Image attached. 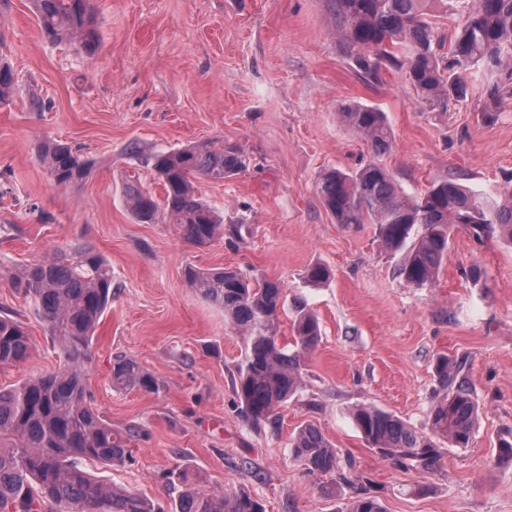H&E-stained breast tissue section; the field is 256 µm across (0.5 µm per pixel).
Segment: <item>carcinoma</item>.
Listing matches in <instances>:
<instances>
[{
	"label": "carcinoma",
	"instance_id": "cac0c4a2",
	"mask_svg": "<svg viewBox=\"0 0 512 512\" xmlns=\"http://www.w3.org/2000/svg\"><path fill=\"white\" fill-rule=\"evenodd\" d=\"M336 33L354 54L366 77L378 80L391 66L406 76L422 105L448 111V95L463 96L461 74L486 86L485 120L512 98V0H472L451 37L435 33L427 19L430 4L448 0H331ZM43 37L76 41L87 55L96 53L99 37L90 0H33ZM14 69L0 56V105L13 98ZM342 122L361 137L376 156L391 148L392 130L385 113L356 101L341 106ZM37 154L55 183L70 186L85 179L91 162L71 147L50 141ZM130 155L150 168L163 198L131 178L124 190L132 216L142 224H171L196 245L224 238L221 216L199 193L196 180H222L247 169L248 157L236 146L205 144L166 152ZM324 207L338 224H375L384 248L402 253L398 277L408 286H432L448 256L451 232L469 229L481 240L497 231L512 243V190L477 193L450 179H437L411 195L395 174L377 159L351 171L329 168L316 180ZM420 227L413 244H408ZM188 285L224 308V316L242 338L245 353L237 367L236 395L244 418L276 429L279 409L300 390L309 354L320 340L311 312L299 311L293 322L294 344L279 340L285 288L278 281L251 280L233 268L183 270ZM10 284L46 325L58 348L59 367L0 386V512H264L245 491L200 493L187 487L185 473H170L184 485L169 506L119 490L86 469L88 463L112 464L126 456L129 436L112 431L92 407L87 388L92 339L112 304V270L90 245L72 255L25 265ZM31 342L19 319L0 316V369L25 363ZM467 362L442 356L435 372L443 397L431 407L430 432L423 433L399 417L359 406L353 420L362 437L394 468L420 475L433 473L443 457L440 442L465 448L479 420V405L466 380ZM112 380L147 393L159 391L155 377L133 359L113 361ZM291 454L305 473L329 478L325 495L345 485L352 493L348 512H385L374 490L353 465L342 467L339 451L313 425L305 424L291 440Z\"/></svg>",
	"mask_w": 512,
	"mask_h": 512
}]
</instances>
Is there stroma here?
Wrapping results in <instances>:
<instances>
[{"mask_svg": "<svg viewBox=\"0 0 512 512\" xmlns=\"http://www.w3.org/2000/svg\"><path fill=\"white\" fill-rule=\"evenodd\" d=\"M90 2L100 38L91 58L47 41L33 0H0V37L20 85L0 106L9 187L0 196V315L18 316L33 347L26 363L0 370V385L57 364L10 275L88 243L112 268L88 389L113 429L136 433L125 462L93 466L95 475L167 502L177 469L204 492L245 490L266 512H347L349 492L322 497L291 455V434L310 423L371 480L387 512H512V464L496 460L497 439L512 428V245L456 228L438 281L409 287L375 225L336 223L316 190L324 169L376 158L340 121L347 101L385 112L393 142L379 158L406 192L443 178L512 189V100L489 123L479 88L432 112L403 73L384 69L366 81L336 34L331 0ZM31 92L45 111L28 109ZM45 139L78 149L89 177L57 186L36 154ZM210 141L249 159L231 178L199 183L238 239L197 246L172 225L137 223L124 183L134 174L144 186L155 182L129 146L148 153ZM189 264L281 281V342L291 341L298 310L317 315L321 340L301 391L279 411L278 431L243 418L234 389L242 341L223 309L187 284ZM316 264L331 275L312 285L306 274ZM441 354L467 357L480 423L469 447L447 448L434 473H404L370 449L350 412L372 405L428 432ZM119 355L137 360L159 392L114 386Z\"/></svg>", "mask_w": 512, "mask_h": 512, "instance_id": "stroma-1", "label": "stroma"}]
</instances>
